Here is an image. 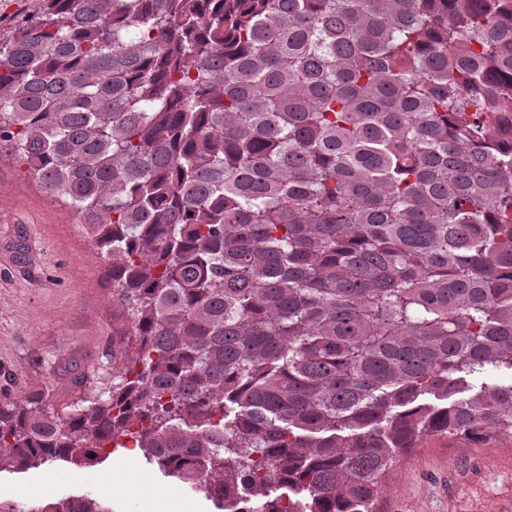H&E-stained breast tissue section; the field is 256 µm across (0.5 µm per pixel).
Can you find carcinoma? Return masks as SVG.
<instances>
[{
	"instance_id": "1",
	"label": "carcinoma",
	"mask_w": 512,
	"mask_h": 512,
	"mask_svg": "<svg viewBox=\"0 0 512 512\" xmlns=\"http://www.w3.org/2000/svg\"><path fill=\"white\" fill-rule=\"evenodd\" d=\"M1 145L137 350L1 402L0 470L132 446L215 512H377L423 436L512 434V0H42Z\"/></svg>"
}]
</instances>
